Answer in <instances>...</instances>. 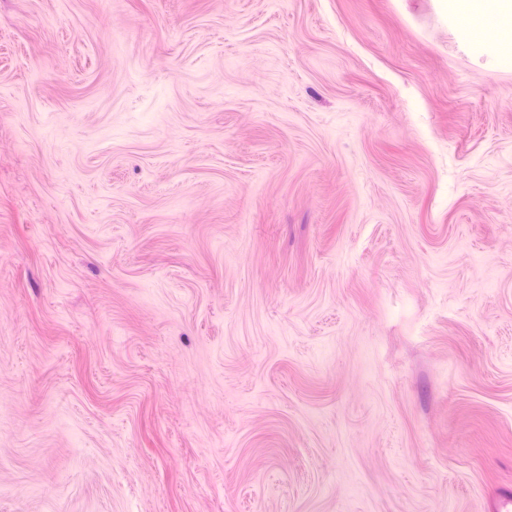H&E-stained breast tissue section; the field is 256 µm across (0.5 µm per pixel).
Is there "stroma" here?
Listing matches in <instances>:
<instances>
[{
  "label": "stroma",
  "instance_id": "obj_1",
  "mask_svg": "<svg viewBox=\"0 0 512 512\" xmlns=\"http://www.w3.org/2000/svg\"><path fill=\"white\" fill-rule=\"evenodd\" d=\"M446 0H0V512H491L512 67Z\"/></svg>",
  "mask_w": 512,
  "mask_h": 512
}]
</instances>
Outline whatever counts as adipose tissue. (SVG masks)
Wrapping results in <instances>:
<instances>
[{"label":"adipose tissue","instance_id":"adipose-tissue-1","mask_svg":"<svg viewBox=\"0 0 512 512\" xmlns=\"http://www.w3.org/2000/svg\"><path fill=\"white\" fill-rule=\"evenodd\" d=\"M447 15L463 47L512 63V0H448Z\"/></svg>","mask_w":512,"mask_h":512}]
</instances>
